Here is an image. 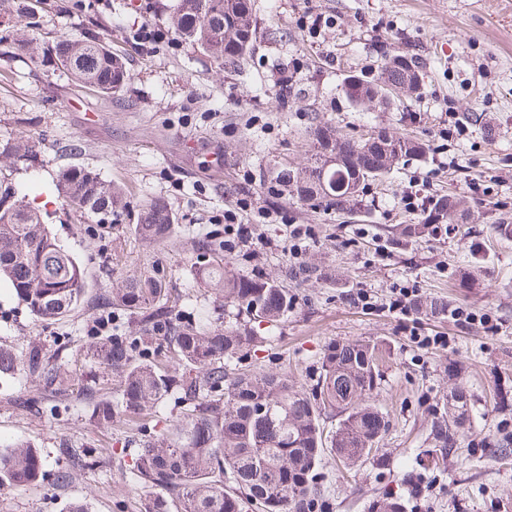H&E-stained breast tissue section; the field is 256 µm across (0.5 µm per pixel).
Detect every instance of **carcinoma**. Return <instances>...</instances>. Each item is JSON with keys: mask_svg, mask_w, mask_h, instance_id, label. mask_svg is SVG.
<instances>
[{"mask_svg": "<svg viewBox=\"0 0 512 512\" xmlns=\"http://www.w3.org/2000/svg\"><path fill=\"white\" fill-rule=\"evenodd\" d=\"M17 20V49L36 64L61 71L72 81L104 95L121 91L130 79L126 63L93 35L59 37L51 43L38 38L40 21L31 0H0V15ZM170 29L183 42L203 51L221 65L251 50L256 40L250 0H179L169 17ZM419 74L407 57L395 56L383 66L379 80L401 83ZM376 83L346 82L343 93L359 106ZM317 156L337 154L356 163L362 181L388 172L399 159L424 152L408 137L380 134L362 140L348 138L328 127L313 131ZM34 155L30 139L0 143V160L15 163ZM349 170L320 166L288 175L296 198L349 201L354 193L338 191ZM57 191L87 220L102 224L122 206L121 191L82 166L59 171ZM465 216L462 202L452 195L438 204L440 223L456 224ZM170 209L160 202L139 214L134 232L148 243L169 240L174 233ZM197 275L212 293L245 316L274 325L288 318L294 298L270 282L231 273L224 244L213 241L197 248ZM167 271L155 267L148 275L123 281L105 295L103 308H121L136 315L142 335L130 340L105 336L92 345V357L112 374L119 401L94 400L100 425L116 414H136L155 406L173 390L187 404L182 418L147 441L135 458L136 476L154 490L143 512H314L323 497L317 469L327 454L340 455L353 465L369 456L372 445L387 429L384 413L366 403L378 385L382 348L366 341L338 343L323 355L316 387L310 393L293 388L288 377L275 374L229 376L224 363L264 340L251 327L200 326L174 313ZM8 284L19 301L38 320L52 323L71 315L85 296V273L76 257L59 245L43 224L39 210L15 199L12 189L0 191V283ZM159 346L174 358L178 375L159 368L151 359L157 335ZM24 373L55 386L59 374L48 367L45 354L31 345L22 355L0 346V378ZM460 413L435 422L439 442L451 448L454 433L466 421L467 399L454 394ZM342 416L336 429L325 431L323 416ZM46 458L24 444L0 449V487H29L39 482Z\"/></svg>", "mask_w": 512, "mask_h": 512, "instance_id": "obj_1", "label": "carcinoma"}]
</instances>
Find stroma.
<instances>
[{
  "mask_svg": "<svg viewBox=\"0 0 512 512\" xmlns=\"http://www.w3.org/2000/svg\"><path fill=\"white\" fill-rule=\"evenodd\" d=\"M178 0H82L81 8L41 10L44 38L103 35L127 61L130 80L104 96L11 50L15 28L0 27V141L25 136L36 162L0 163V184L18 189L47 213V227L87 272V302L67 318L38 322L0 285V344H39L59 373L72 376L61 397L19 374L0 381V441L28 443L47 460L36 486L0 489V512H139L147 493L134 473L150 435L182 417L168 395L133 418L100 426L82 393L117 401L105 369L87 354L99 331L97 301L115 282L160 266L177 312L208 325L236 322L198 279L194 250L224 243L240 276L270 279L296 305L278 326L261 324L264 341L227 364L230 374L279 373L312 392L325 350L370 341L384 350L371 401L389 417L376 450L353 469L325 456L319 468L326 512H371L383 496L405 512H512V0H251L257 42L226 68L181 42L167 20ZM324 19L313 27V16ZM149 28L155 37L139 44ZM418 65L422 89L382 106L351 105L347 76L377 80L395 55ZM483 122H476V115ZM319 126L356 139L379 132L418 139L421 156L400 160L338 206L302 202L278 185L280 171L315 161ZM87 167L120 186L126 207L91 234L54 191L60 169ZM461 198L468 217L419 239L423 197ZM167 203L176 218L163 243L131 232L142 207ZM252 237L241 241L239 225ZM301 238H294V230ZM472 312L474 321L392 309L401 289ZM490 315L496 332L480 318ZM447 346H440V339ZM468 417L453 447L439 446L434 416L454 388ZM93 464L59 484L68 449Z\"/></svg>",
  "mask_w": 512,
  "mask_h": 512,
  "instance_id": "obj_1",
  "label": "stroma"
}]
</instances>
